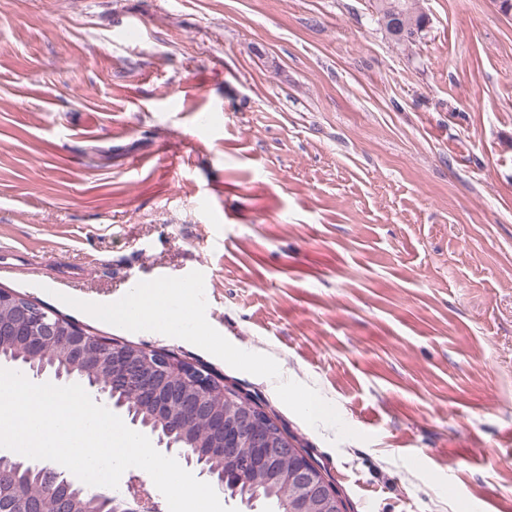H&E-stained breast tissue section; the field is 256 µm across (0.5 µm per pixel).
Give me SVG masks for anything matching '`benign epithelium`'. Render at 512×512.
Returning <instances> with one entry per match:
<instances>
[{"instance_id":"1","label":"benign epithelium","mask_w":512,"mask_h":512,"mask_svg":"<svg viewBox=\"0 0 512 512\" xmlns=\"http://www.w3.org/2000/svg\"><path fill=\"white\" fill-rule=\"evenodd\" d=\"M0 302L13 306L11 315L0 317L1 346L19 341L33 355L52 348L71 369L91 368L104 373L107 382L86 387L95 400L110 405L112 393L127 391L165 423L173 422L179 413L203 421L207 431L194 443L195 453L204 458L221 453L240 473L292 487L300 512L340 510L336 486L317 477L311 463H300L291 473L276 468L278 461L297 454L298 449L286 435L272 437L260 415L240 407L238 395L218 388L228 407L221 413L213 409V382L206 378L209 371L205 368L196 364L190 368L187 360L165 349H130L124 343L104 340L98 350L99 337L26 297L1 289ZM41 467L53 475L43 493L47 501L86 496L97 506V512H160L159 504L142 484L131 483L126 494L114 497L90 490L72 473L53 464L43 463ZM0 508L3 512H32L22 491L10 484L0 483Z\"/></svg>"}]
</instances>
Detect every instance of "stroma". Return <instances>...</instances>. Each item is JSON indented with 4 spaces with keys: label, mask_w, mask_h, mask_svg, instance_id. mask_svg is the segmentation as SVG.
I'll list each match as a JSON object with an SVG mask.
<instances>
[{
    "label": "stroma",
    "mask_w": 512,
    "mask_h": 512,
    "mask_svg": "<svg viewBox=\"0 0 512 512\" xmlns=\"http://www.w3.org/2000/svg\"><path fill=\"white\" fill-rule=\"evenodd\" d=\"M0 0V288L206 364L274 413L346 512H512V15L420 0ZM204 275L268 378L61 302ZM373 2L377 21L379 24L386 14V8L397 9L401 11L411 10L416 17L415 23L418 27L428 23V17L423 12L419 0H375Z\"/></svg>",
    "instance_id": "stroma-1"
}]
</instances>
